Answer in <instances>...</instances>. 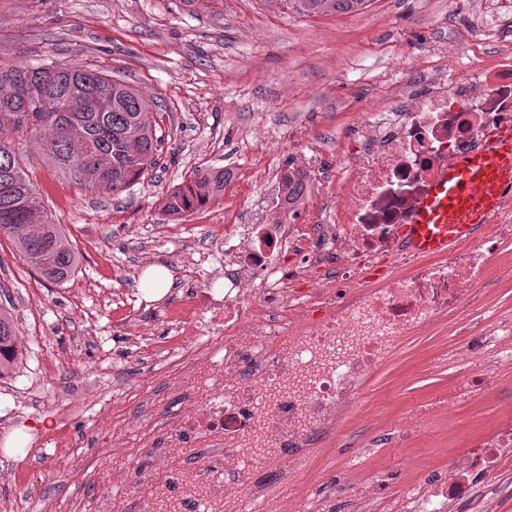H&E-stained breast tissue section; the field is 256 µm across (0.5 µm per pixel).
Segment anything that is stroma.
Returning a JSON list of instances; mask_svg holds the SVG:
<instances>
[{
    "instance_id": "obj_1",
    "label": "stroma",
    "mask_w": 512,
    "mask_h": 512,
    "mask_svg": "<svg viewBox=\"0 0 512 512\" xmlns=\"http://www.w3.org/2000/svg\"><path fill=\"white\" fill-rule=\"evenodd\" d=\"M497 11V0H368L319 16L285 0H0V52L24 66L88 63L130 83L159 102L164 137L159 167L116 198L82 189L43 161L32 138L15 137L79 267L50 283L0 236V305L24 353L0 380V490L12 512H97L105 493L132 512L170 480L176 463L157 466L139 446L155 414L175 410L181 384L150 338L180 317L189 291L221 288L225 223L274 219L273 172L295 157V141L316 156V178L334 180L336 151L366 102L497 54ZM227 168L236 182L207 206L176 222L163 213L173 186ZM151 266L172 276L159 300L140 287ZM453 341L406 338L367 387L361 412L372 425L350 424L334 442L381 481L384 501L401 500L417 476L412 448L390 441L394 423L465 379L435 364ZM510 395L512 374L498 392L432 422L443 443L434 468L465 453L467 430L494 424ZM125 413L139 425L122 423ZM116 453L127 460L118 476ZM24 471L36 481L21 479Z\"/></svg>"
}]
</instances>
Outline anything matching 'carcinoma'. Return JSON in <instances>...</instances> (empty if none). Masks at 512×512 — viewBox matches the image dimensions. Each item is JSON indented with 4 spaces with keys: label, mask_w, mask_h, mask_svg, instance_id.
<instances>
[{
    "label": "carcinoma",
    "mask_w": 512,
    "mask_h": 512,
    "mask_svg": "<svg viewBox=\"0 0 512 512\" xmlns=\"http://www.w3.org/2000/svg\"><path fill=\"white\" fill-rule=\"evenodd\" d=\"M303 15L346 13L367 0H288ZM86 94L98 106L81 112H60ZM13 129L39 141L45 162L69 176L88 192L118 196L139 183L159 164L162 136L157 101L141 95L128 83L99 69L73 63L20 66L0 54V117ZM104 158L105 182L94 172L82 177L79 166L86 154ZM224 189V173H197L163 196V212L179 218L206 206ZM0 235L10 238L23 261L48 281L67 282L78 257L61 225L42 210L38 193L21 166L9 131L0 124ZM11 314L0 308V378L11 375L22 361Z\"/></svg>",
    "instance_id": "carcinoma-1"
}]
</instances>
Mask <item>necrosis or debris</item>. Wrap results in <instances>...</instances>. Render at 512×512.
I'll return each mask as SVG.
<instances>
[{
    "instance_id": "necrosis-or-debris-1",
    "label": "necrosis or debris",
    "mask_w": 512,
    "mask_h": 512,
    "mask_svg": "<svg viewBox=\"0 0 512 512\" xmlns=\"http://www.w3.org/2000/svg\"><path fill=\"white\" fill-rule=\"evenodd\" d=\"M512 128V38L470 73L405 84L352 121L336 158L344 177L327 188L329 224H309L314 157L279 167L294 198L275 202L273 224L224 227V297L157 340L173 373L192 382L175 412L155 415L145 448L166 454L202 449L209 471L185 463L159 486L144 512H297L320 466L329 462L356 487L353 512H373L379 481H358L330 443L350 421L373 375L405 337L448 327L455 345L438 358L449 368L488 362L427 406L408 410L396 445L419 442L432 419L498 386L512 366V308L489 306L512 287V195L477 235L444 255L407 250L403 228L427 182L449 161ZM512 464V419L503 418L447 469L416 479L404 512H447L476 482L493 484Z\"/></svg>"
}]
</instances>
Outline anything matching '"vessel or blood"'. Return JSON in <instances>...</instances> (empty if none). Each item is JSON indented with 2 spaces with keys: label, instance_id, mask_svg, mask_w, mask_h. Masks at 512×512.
Returning a JSON list of instances; mask_svg holds the SVG:
<instances>
[{
  "label": "vessel or blood",
  "instance_id": "obj_1",
  "mask_svg": "<svg viewBox=\"0 0 512 512\" xmlns=\"http://www.w3.org/2000/svg\"><path fill=\"white\" fill-rule=\"evenodd\" d=\"M512 189V130L488 138L474 154L441 170L405 228L413 253L439 255L471 239Z\"/></svg>",
  "mask_w": 512,
  "mask_h": 512
}]
</instances>
